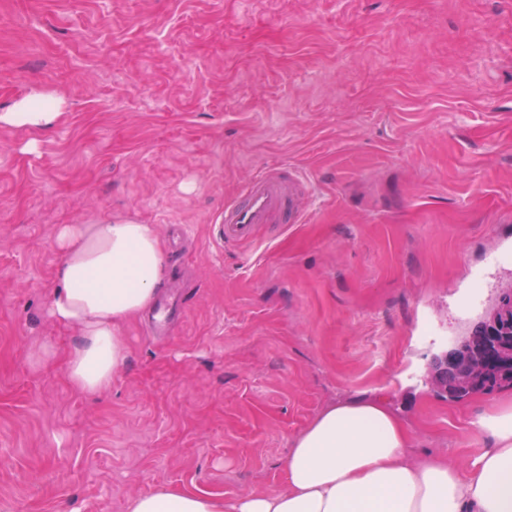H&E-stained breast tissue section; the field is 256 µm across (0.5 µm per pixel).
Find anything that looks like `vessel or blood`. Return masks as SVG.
<instances>
[{
	"instance_id": "vessel-or-blood-1",
	"label": "vessel or blood",
	"mask_w": 512,
	"mask_h": 512,
	"mask_svg": "<svg viewBox=\"0 0 512 512\" xmlns=\"http://www.w3.org/2000/svg\"><path fill=\"white\" fill-rule=\"evenodd\" d=\"M298 181L297 175L278 170L248 182L233 201L225 204L218 218L225 241H252L258 227L275 218L284 224L301 222L305 206L293 193Z\"/></svg>"
}]
</instances>
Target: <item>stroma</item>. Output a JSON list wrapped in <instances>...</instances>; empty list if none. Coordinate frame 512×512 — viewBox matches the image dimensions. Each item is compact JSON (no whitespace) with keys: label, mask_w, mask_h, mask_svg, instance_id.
Segmentation results:
<instances>
[{"label":"stroma","mask_w":512,"mask_h":512,"mask_svg":"<svg viewBox=\"0 0 512 512\" xmlns=\"http://www.w3.org/2000/svg\"><path fill=\"white\" fill-rule=\"evenodd\" d=\"M0 512H128L165 486L232 501L283 484L292 438L342 396L463 463L512 387L452 402L434 357L512 289V0H0ZM304 178L306 221L226 243L252 178ZM156 225L184 316L125 327L87 396L49 317L59 225ZM482 269L480 288L471 273ZM64 98L57 93L33 92L0 114V125L47 127L61 114Z\"/></svg>","instance_id":"1"}]
</instances>
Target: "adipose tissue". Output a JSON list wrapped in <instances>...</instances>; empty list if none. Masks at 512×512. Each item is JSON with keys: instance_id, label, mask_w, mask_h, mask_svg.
<instances>
[{"instance_id": "obj_1", "label": "adipose tissue", "mask_w": 512, "mask_h": 512, "mask_svg": "<svg viewBox=\"0 0 512 512\" xmlns=\"http://www.w3.org/2000/svg\"><path fill=\"white\" fill-rule=\"evenodd\" d=\"M64 98L33 92L0 114V125L46 127ZM62 257L49 314L81 342L68 359L72 386L86 395L109 387L125 361V325L152 306L164 279L155 225L103 217L60 225ZM491 448L465 464L417 457L403 420L372 398L324 409L293 440L284 484L225 502L205 492L162 488L133 498L128 512H512V401L477 422Z\"/></svg>"}]
</instances>
